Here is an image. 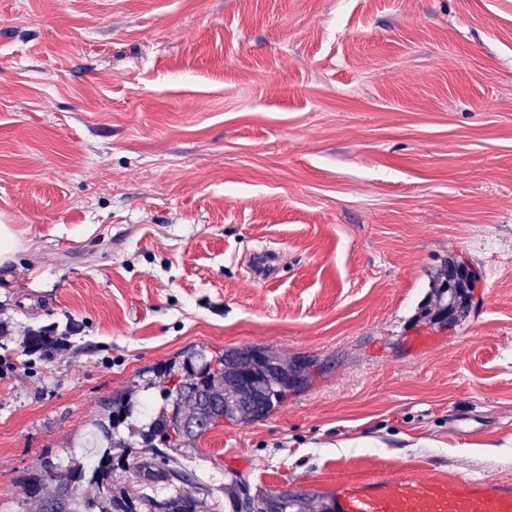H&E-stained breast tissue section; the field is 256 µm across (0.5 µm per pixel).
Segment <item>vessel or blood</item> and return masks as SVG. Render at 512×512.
<instances>
[{"instance_id":"vessel-or-blood-1","label":"vessel or blood","mask_w":512,"mask_h":512,"mask_svg":"<svg viewBox=\"0 0 512 512\" xmlns=\"http://www.w3.org/2000/svg\"><path fill=\"white\" fill-rule=\"evenodd\" d=\"M280 266L276 251L253 255L254 277H274ZM336 502L339 512H512V483L491 477L451 476L421 483L409 476L393 482L366 476L339 483Z\"/></svg>"}]
</instances>
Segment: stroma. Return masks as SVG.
Returning <instances> with one entry per match:
<instances>
[{
	"mask_svg": "<svg viewBox=\"0 0 512 512\" xmlns=\"http://www.w3.org/2000/svg\"><path fill=\"white\" fill-rule=\"evenodd\" d=\"M0 224V512L203 346L329 365L179 457L216 500L512 480V0H0ZM452 259L468 317L415 321ZM280 254L274 250L262 249L253 255L252 271L254 277L271 278L279 273ZM134 412V403L127 396H112V402L104 409L101 419L96 423L100 433L107 439L112 438L113 443L114 438L120 435L116 431L118 427L127 423L128 419L133 417Z\"/></svg>",
	"mask_w": 512,
	"mask_h": 512,
	"instance_id": "obj_1",
	"label": "stroma"
}]
</instances>
